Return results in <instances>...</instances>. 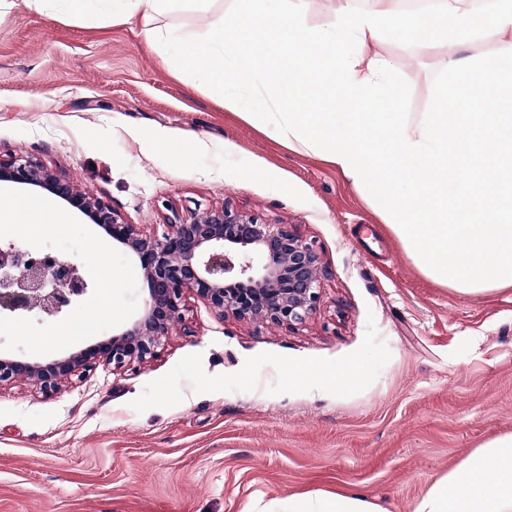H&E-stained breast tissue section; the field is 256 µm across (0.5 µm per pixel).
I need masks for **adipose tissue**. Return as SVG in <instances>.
<instances>
[{"label":"adipose tissue","instance_id":"obj_1","mask_svg":"<svg viewBox=\"0 0 512 512\" xmlns=\"http://www.w3.org/2000/svg\"><path fill=\"white\" fill-rule=\"evenodd\" d=\"M309 0H241L238 13L192 33L147 30L183 67L224 84V105L269 121L271 135L335 165L433 279L463 295L512 286V69L475 46L512 45V0H435L402 17L399 0H337L320 25ZM440 59L450 85L407 123L386 44ZM360 365L302 366L293 381L345 393ZM288 512H385L356 492L289 497ZM414 512H512V434L497 437L436 480Z\"/></svg>","mask_w":512,"mask_h":512}]
</instances>
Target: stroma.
Masks as SVG:
<instances>
[{
    "mask_svg": "<svg viewBox=\"0 0 512 512\" xmlns=\"http://www.w3.org/2000/svg\"><path fill=\"white\" fill-rule=\"evenodd\" d=\"M0 20V156L25 152L162 234L173 215L229 207L285 224L319 254L320 300L267 330L194 293L159 353L102 363L46 394L0 386V512H286L290 496L357 489L414 512L470 452L512 434V286L465 296L428 276L335 167L288 147L163 58L142 19L13 0ZM238 0H182L159 30H193ZM387 53L405 121L447 77ZM167 131L174 143L159 146ZM199 141L190 157L176 143ZM356 363L344 394L292 382Z\"/></svg>",
    "mask_w": 512,
    "mask_h": 512,
    "instance_id": "35a3bbf8",
    "label": "stroma"
}]
</instances>
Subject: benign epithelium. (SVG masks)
<instances>
[{
	"mask_svg": "<svg viewBox=\"0 0 512 512\" xmlns=\"http://www.w3.org/2000/svg\"><path fill=\"white\" fill-rule=\"evenodd\" d=\"M0 181L44 190L79 210L129 250L148 283L144 311L130 327L45 364L0 356V384L28 382L48 393L101 362L116 369L144 363L182 321L187 292L267 329L303 322L320 300V258L286 224L223 207L177 217L162 235H146L23 152L0 158ZM90 291L77 265L0 242V314L58 316Z\"/></svg>",
	"mask_w": 512,
	"mask_h": 512,
	"instance_id": "7a95c632",
	"label": "benign epithelium"
}]
</instances>
